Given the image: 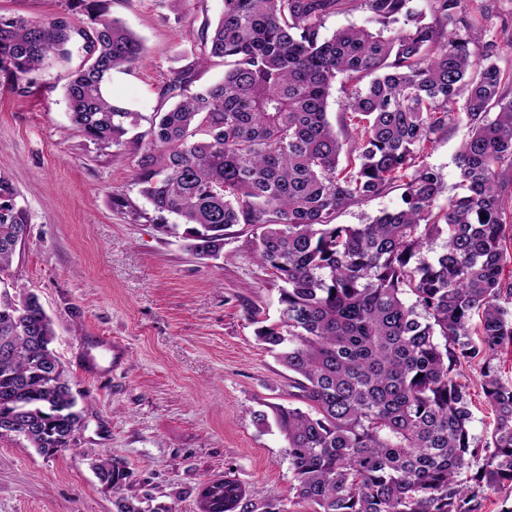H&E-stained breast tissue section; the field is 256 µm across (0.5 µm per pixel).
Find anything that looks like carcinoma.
I'll return each mask as SVG.
<instances>
[{
  "mask_svg": "<svg viewBox=\"0 0 512 512\" xmlns=\"http://www.w3.org/2000/svg\"><path fill=\"white\" fill-rule=\"evenodd\" d=\"M91 27L67 38L59 20L0 15V72L13 90L50 56L83 59L65 88L70 118L102 148L123 143L142 115L106 94L113 73L145 56L143 41L108 17L103 0H79ZM409 0H224L201 29L203 51L171 72L150 120V147L135 180L159 232L200 260L217 258L227 230L249 231L250 258L278 285L279 322L256 335L288 370L297 402L269 406L294 475L293 497L311 512H476L459 480L486 463L478 486L512 483V381L491 361L512 345V72L465 0H428L435 22ZM365 7L376 30L325 21ZM455 28L447 31L448 23ZM224 63V79L198 86L197 67ZM348 96L342 140L327 117L332 84ZM461 104L460 111L453 106ZM454 121L467 129L457 168L467 193L437 205L440 173L420 151ZM352 156L339 167V157ZM402 189L399 208L368 224H335L340 209ZM0 174V270L29 233L27 209ZM175 222H169L170 218ZM443 239L432 259L424 245ZM479 316L477 329L471 320ZM51 318L21 287L0 288V415L39 453L67 451V425L82 411L67 383L38 374L52 357ZM483 364L481 387L495 412L490 441L470 434L468 393L456 367ZM119 492L124 467L93 463ZM230 480L200 492V512H254Z\"/></svg>",
  "mask_w": 512,
  "mask_h": 512,
  "instance_id": "obj_1",
  "label": "carcinoma"
}]
</instances>
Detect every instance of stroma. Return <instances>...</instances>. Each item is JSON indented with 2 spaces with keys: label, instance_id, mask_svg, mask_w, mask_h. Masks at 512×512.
Segmentation results:
<instances>
[{
  "label": "stroma",
  "instance_id": "obj_1",
  "mask_svg": "<svg viewBox=\"0 0 512 512\" xmlns=\"http://www.w3.org/2000/svg\"><path fill=\"white\" fill-rule=\"evenodd\" d=\"M146 47L144 61L114 74L110 97L141 112L140 138L99 148L68 116V63L29 74L28 94L0 74V173L20 190L30 233L0 287L36 294L53 320L54 348L85 411L74 450L46 457L19 436L0 438V512H117L92 463L109 457L127 471L122 496L145 512H198L207 481L233 479L284 512L293 474L276 428L259 416L288 403V373L258 340V321H278V287L248 257L246 236H226L219 258L200 260L181 238L162 235L135 180L147 119L168 105L160 89L198 58L205 20L224 0H105ZM0 15L90 20L67 0H0ZM465 130L449 125L422 153L461 194L455 157ZM482 366L456 370L466 386L477 444L494 418Z\"/></svg>",
  "mask_w": 512,
  "mask_h": 512
}]
</instances>
